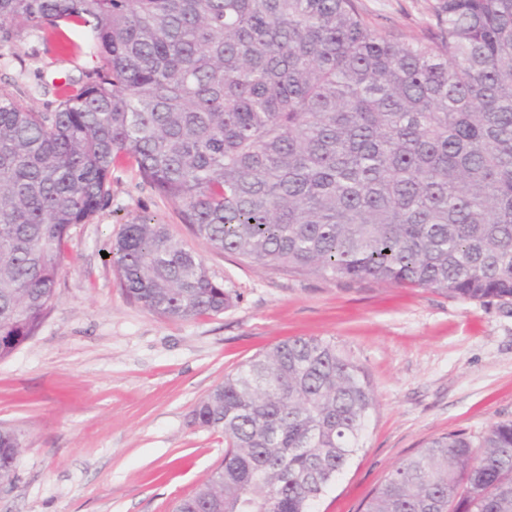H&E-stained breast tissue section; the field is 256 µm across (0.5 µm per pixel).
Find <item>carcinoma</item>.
Wrapping results in <instances>:
<instances>
[{"instance_id":"obj_1","label":"carcinoma","mask_w":512,"mask_h":512,"mask_svg":"<svg viewBox=\"0 0 512 512\" xmlns=\"http://www.w3.org/2000/svg\"><path fill=\"white\" fill-rule=\"evenodd\" d=\"M425 41L357 0H0L101 66L53 112L0 88V360L57 300L71 231L133 160L208 248L268 270L512 300V0H437ZM106 251L127 297L191 320L230 306L201 255L150 217ZM376 411L364 370L317 337L275 345L191 411L224 460L173 512H315ZM0 429V481L15 477ZM363 512H512V421L402 460Z\"/></svg>"}]
</instances>
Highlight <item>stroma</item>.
Here are the masks:
<instances>
[{
  "label": "stroma",
  "mask_w": 512,
  "mask_h": 512,
  "mask_svg": "<svg viewBox=\"0 0 512 512\" xmlns=\"http://www.w3.org/2000/svg\"><path fill=\"white\" fill-rule=\"evenodd\" d=\"M435 0H359L369 22L401 40L428 35ZM61 53L44 29L0 46V86L41 112L54 83L98 65L92 34ZM138 216L198 248L232 303L190 321L127 298L102 252ZM58 302L36 336L0 361V429L21 448L0 512H171L224 459L222 433L192 425L193 406L225 375L295 336L335 341L368 375L378 407L364 445L317 503L361 512L372 491L432 438L480 440L512 420V303L464 301L423 288L268 271L199 246L172 201L136 164H112L106 207L77 226Z\"/></svg>",
  "instance_id": "35a3bbf8"
}]
</instances>
